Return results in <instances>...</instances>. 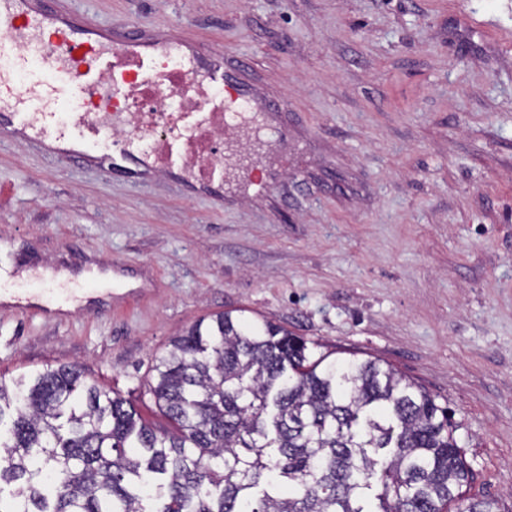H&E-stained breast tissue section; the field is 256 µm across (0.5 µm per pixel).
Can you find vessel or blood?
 <instances>
[{"mask_svg":"<svg viewBox=\"0 0 512 512\" xmlns=\"http://www.w3.org/2000/svg\"><path fill=\"white\" fill-rule=\"evenodd\" d=\"M172 54L181 61L178 70H160L159 60ZM4 57L12 66L0 69L1 141L36 146L42 153L77 161L117 181L145 184L160 176L201 194L222 192L224 183L216 179L215 169L195 167L184 154L173 156L171 145H164L154 160L127 147L106 152L99 146L98 126L90 113H74L63 124L57 110L70 97L91 99L108 86L117 96L126 90L147 98L165 85L186 86L198 80L228 85L232 79L223 56L203 53L194 42L171 38L156 28L122 32L91 24L79 12L60 9L56 0H0V58ZM33 63L61 76V83L14 92L16 72ZM34 99L42 101V108H31ZM140 120L145 126L160 120L178 124L192 135L208 122L199 112H144Z\"/></svg>","mask_w":512,"mask_h":512,"instance_id":"obj_1","label":"vessel or blood"}]
</instances>
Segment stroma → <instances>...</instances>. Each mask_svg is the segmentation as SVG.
Returning a JSON list of instances; mask_svg holds the SVG:
<instances>
[{
	"label": "stroma",
	"mask_w": 512,
	"mask_h": 512,
	"mask_svg": "<svg viewBox=\"0 0 512 512\" xmlns=\"http://www.w3.org/2000/svg\"><path fill=\"white\" fill-rule=\"evenodd\" d=\"M223 53L287 128L224 196L0 142V265L65 314L0 306V372L145 392L171 336L242 311L380 358L445 408L473 495L512 512V0H58ZM111 274L100 288L98 274Z\"/></svg>",
	"instance_id": "35a3bbf8"
}]
</instances>
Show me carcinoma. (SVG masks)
<instances>
[{
  "label": "carcinoma",
  "mask_w": 512,
  "mask_h": 512,
  "mask_svg": "<svg viewBox=\"0 0 512 512\" xmlns=\"http://www.w3.org/2000/svg\"><path fill=\"white\" fill-rule=\"evenodd\" d=\"M232 312L171 338L147 392L168 426L76 365L0 373V512H500L446 410L379 359Z\"/></svg>",
  "instance_id": "cac0c4a2"
}]
</instances>
